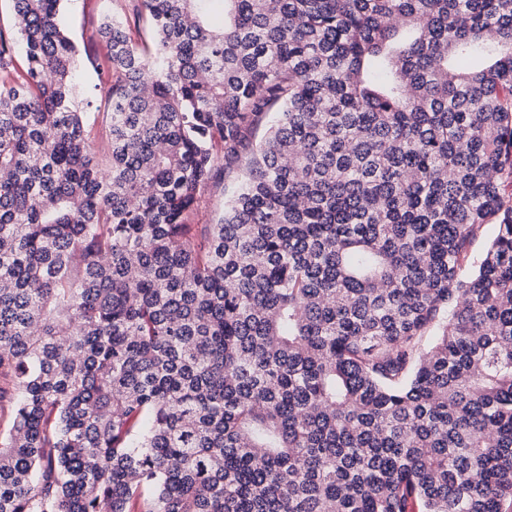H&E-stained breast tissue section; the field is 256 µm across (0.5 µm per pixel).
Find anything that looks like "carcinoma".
Here are the masks:
<instances>
[{
	"label": "carcinoma",
	"instance_id": "cac0c4a2",
	"mask_svg": "<svg viewBox=\"0 0 512 512\" xmlns=\"http://www.w3.org/2000/svg\"><path fill=\"white\" fill-rule=\"evenodd\" d=\"M10 2L0 512H512V0ZM66 0L62 5V19L79 50L77 79L83 86L92 106L85 112H102L107 96V85L103 78L92 69L87 55L103 58L105 45L100 41L98 28L107 13L112 14L117 4L126 5V11L132 10V2L125 0ZM233 177H226L224 173H218L213 183L205 193L204 208L188 218L189 224H214L224 212V187L226 191L232 188Z\"/></svg>",
	"mask_w": 512,
	"mask_h": 512
}]
</instances>
